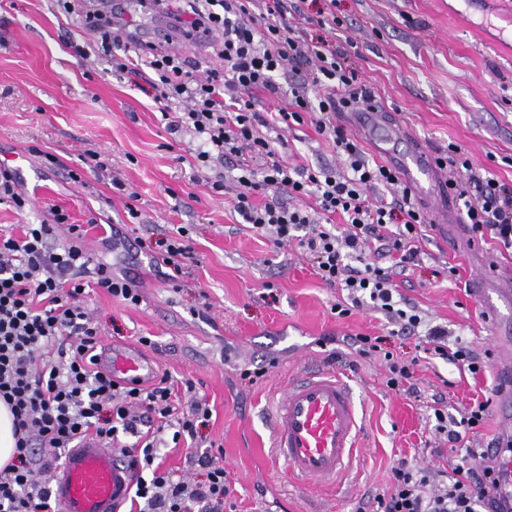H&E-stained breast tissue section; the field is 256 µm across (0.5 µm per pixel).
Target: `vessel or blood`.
<instances>
[{
	"instance_id": "b4317fda",
	"label": "vessel or blood",
	"mask_w": 512,
	"mask_h": 512,
	"mask_svg": "<svg viewBox=\"0 0 512 512\" xmlns=\"http://www.w3.org/2000/svg\"><path fill=\"white\" fill-rule=\"evenodd\" d=\"M143 7L142 0L112 3L116 16L133 21ZM166 32L167 23L159 14L152 33H144L134 21L129 34L140 42L149 35L164 38ZM353 122L418 199L437 198L434 227L440 238L480 270L469 291L493 331L494 371L499 383L498 440L485 450L492 473L485 492L492 512H512V321L501 314L502 307L512 306V273L488 259L454 204L441 199L446 178L430 155L415 147L406 152L394 150L392 142L398 132L387 112L376 105L367 106L354 113ZM101 365L117 379L145 382L154 375L151 360L131 348H103ZM360 429L351 385L336 372L308 369L289 381L275 404L272 454L297 485L318 483L336 488L352 469ZM132 482L129 463L121 461L112 449L89 440L71 449L55 470L52 495L58 512H120Z\"/></svg>"
}]
</instances>
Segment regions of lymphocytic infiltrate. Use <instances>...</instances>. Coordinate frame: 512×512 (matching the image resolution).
<instances>
[{
	"mask_svg": "<svg viewBox=\"0 0 512 512\" xmlns=\"http://www.w3.org/2000/svg\"><path fill=\"white\" fill-rule=\"evenodd\" d=\"M254 0H163L174 16L185 43L198 32L211 36L215 65L195 74L181 51L153 44L126 43L128 52L114 54L124 43L111 16L84 13L95 34L92 47L76 46L109 57L118 74L153 71L144 92L168 113V130L186 132L198 142L195 167L206 171L230 163L232 174H218L210 189L230 197L234 210L258 232L274 235L277 243L297 241L306 260L326 285H337L345 296L337 316L370 308L381 313L398 335L418 337L420 350L479 374V355L447 327L433 325L418 310L397 299L394 268L414 263L419 254L418 230L425 217L408 189L385 165L369 162L354 137L336 126L335 113L372 104L344 54L325 41L304 44L297 28L285 20L288 0H264L265 11L253 14ZM292 74L287 88L277 78ZM319 95L310 96V87ZM287 91L290 100L267 118L255 108L253 91ZM311 119L319 134L331 140L343 156L344 172L324 167H291L277 159L273 143L261 131L290 130ZM439 167H461L468 176L449 183L462 204L473 233H493L512 248V187L469 172L457 147L437 158ZM392 189L388 201L368 196L377 187ZM287 188L295 198L310 197L315 211L291 207L267 198L271 189ZM325 223H318L316 215ZM340 225H333V218ZM67 224L63 214L54 223L26 225L21 236L0 235V401L13 415L16 452L0 468V512H54L46 475L60 465L67 452L87 436L115 448H125L133 437L131 464L137 472L132 499L138 512H224L229 494L226 473L209 453L191 456L203 477L190 481L164 469L168 445L193 438L212 413L195 401L181 407L172 399L166 381L154 387L119 382L100 366L97 328L80 303L84 277L130 304L140 302L138 288L127 277L103 263H93L78 245L79 225L67 224L73 241L52 245L56 224ZM389 258L383 267L367 261L371 249ZM363 356L382 354L389 390H415L418 357L397 356L386 350V337L357 335ZM491 399H477L459 414H451L443 399L433 401L435 429L454 444L445 464L427 468L406 462L392 470L390 489L376 494L371 512H487L479 488L488 479L481 462L482 449L472 439L490 413Z\"/></svg>",
	"mask_w": 512,
	"mask_h": 512,
	"instance_id": "f902f5d3",
	"label": "lymphocytic infiltrate"
}]
</instances>
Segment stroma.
Wrapping results in <instances>:
<instances>
[{"instance_id":"1","label":"stroma","mask_w":512,"mask_h":512,"mask_svg":"<svg viewBox=\"0 0 512 512\" xmlns=\"http://www.w3.org/2000/svg\"><path fill=\"white\" fill-rule=\"evenodd\" d=\"M336 14L343 25L335 38L355 44L363 83L400 131L397 149L412 142L440 156L453 144L473 171L512 187V0H336ZM91 39L54 0H0V161L20 173L27 198L20 209L0 203V233L21 236L25 225L54 223L60 212L81 226L94 261L135 275L139 305L90 287L85 307L101 341L133 347L150 337L147 353L181 403H208L199 449L221 454L225 512H358L401 460L439 464L436 451L448 442L434 430L428 396L443 394L455 408L470 403L497 387L493 368L474 376L423 359L421 397L389 391L382 359L359 356L353 338L390 336V324L366 308L337 317L341 290L315 276L297 242L279 245L251 229L196 174V141L170 135L136 80L74 52ZM276 151L292 166L341 167L308 120L285 132ZM115 176L125 190L113 189ZM181 227L196 262L169 278L146 246ZM418 247V265L393 278L401 298L488 350L490 331L467 292L473 267L431 224L422 225ZM307 359L360 395L358 454L335 491L303 493L290 483L264 425L277 391ZM256 368L264 377L242 378ZM187 380L195 385L189 395Z\"/></svg>"}]
</instances>
